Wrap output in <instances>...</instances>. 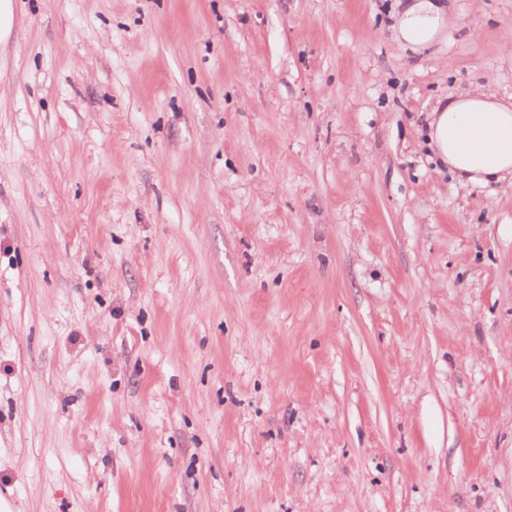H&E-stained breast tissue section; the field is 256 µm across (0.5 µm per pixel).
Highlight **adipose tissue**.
Here are the masks:
<instances>
[{"label":"adipose tissue","mask_w":512,"mask_h":512,"mask_svg":"<svg viewBox=\"0 0 512 512\" xmlns=\"http://www.w3.org/2000/svg\"><path fill=\"white\" fill-rule=\"evenodd\" d=\"M446 0H406L394 15L395 40L414 50L434 43L448 27ZM429 145L463 183L512 187V101L475 86L437 105L428 124Z\"/></svg>","instance_id":"obj_1"}]
</instances>
